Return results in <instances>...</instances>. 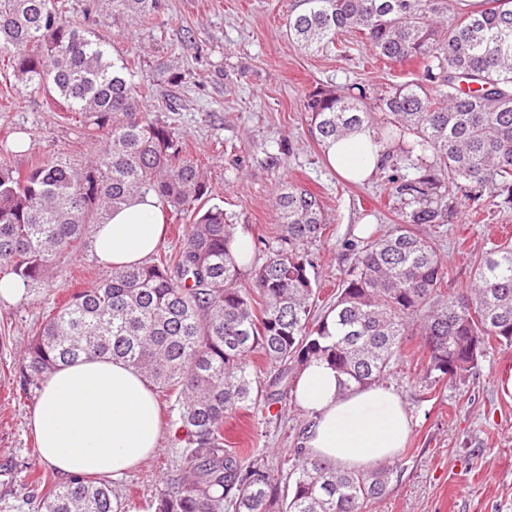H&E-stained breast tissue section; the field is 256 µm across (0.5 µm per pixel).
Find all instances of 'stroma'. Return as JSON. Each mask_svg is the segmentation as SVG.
I'll use <instances>...</instances> for the list:
<instances>
[{
	"label": "stroma",
	"instance_id": "stroma-1",
	"mask_svg": "<svg viewBox=\"0 0 512 512\" xmlns=\"http://www.w3.org/2000/svg\"><path fill=\"white\" fill-rule=\"evenodd\" d=\"M94 0H68L69 16L106 41L112 59H135L136 80L154 106L153 118L183 134L187 152L203 169L213 201L235 213L240 231L256 243L254 260L265 257L263 243L278 232L275 197L283 182L317 195L326 230L309 244L319 285L318 310L335 299L350 263L347 240L365 226L388 231L399 223L403 203L391 174L415 177L412 166L378 171L368 182L349 183L325 163L303 108L318 87L339 92L359 86L368 98L418 79L416 66L387 64L354 35H340L335 51L310 54L286 35L289 14L301 0H162L163 13L151 23L98 10ZM28 135L30 145L6 158L25 168L42 156L83 166L96 144L79 117L62 111L41 89L14 81L0 69V137ZM438 255L448 268V289L471 280L476 259L494 243L512 239V209L485 202L476 207L456 193L443 211ZM110 267L82 245L77 260H64L52 273L49 290L0 304V512H37L30 477L42 469L27 414L39 386L23 377V351L66 290L109 277ZM421 337L406 342L403 357L384 379L402 397L412 418L408 445L392 460L390 492L369 512H512V348L493 346L473 374L432 383L423 371ZM309 414L284 394L270 410H241L224 419V445L241 451L267 449L268 463L286 478V460L300 447ZM181 459L172 434L139 470L116 479L123 512H150L164 491L177 489Z\"/></svg>",
	"mask_w": 512,
	"mask_h": 512
}]
</instances>
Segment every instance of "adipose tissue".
Instances as JSON below:
<instances>
[{
	"instance_id": "adipose-tissue-1",
	"label": "adipose tissue",
	"mask_w": 512,
	"mask_h": 512,
	"mask_svg": "<svg viewBox=\"0 0 512 512\" xmlns=\"http://www.w3.org/2000/svg\"><path fill=\"white\" fill-rule=\"evenodd\" d=\"M376 133L363 126L323 146L342 179L364 181L383 164ZM164 211L155 194L137 198L96 225L92 247L115 268L151 256L164 236ZM297 406L312 417L303 446L312 457L347 469L395 458L411 433L402 398L385 386H344L322 361L302 366L294 390ZM41 460L60 477L115 478L143 466L161 445L166 426L152 386L133 367L107 357H86L59 367L44 380L28 414Z\"/></svg>"
}]
</instances>
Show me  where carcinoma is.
<instances>
[{"label": "carcinoma", "instance_id": "cac0c4a2", "mask_svg": "<svg viewBox=\"0 0 512 512\" xmlns=\"http://www.w3.org/2000/svg\"><path fill=\"white\" fill-rule=\"evenodd\" d=\"M112 12L156 18L162 0H108ZM286 31L307 52L336 49L354 33L391 63H421L420 77L373 102L366 92L317 88L306 98L311 133L341 139L387 116L376 144L385 161L416 159L419 174L395 192L409 211L383 235L349 244L351 262L336 301L316 306L313 258L301 245L322 236L323 211L309 190L286 182L276 198L280 233L266 258L243 273L233 255L235 215L207 206L212 187L183 151L180 133L150 117L132 70L107 45L68 20L67 0H0V50L15 80L37 85L65 111L82 115L101 139L80 168L40 157L23 169L0 161V272L25 290L50 285L49 271L77 255L93 226L153 193L189 216L185 243L153 263L112 269L110 277L53 308L24 352L38 382L86 356L122 360L169 402L183 481L163 492L154 512H367L389 491L393 469L343 470L294 451L288 482L262 457L224 447V418L258 409L255 354L279 367L288 387L300 366L323 360L344 385L382 381L409 336L423 338L426 374L461 379L491 343L512 348V244L474 264L472 285L450 291L435 239L433 199L472 187L512 203V0L455 13L454 0H304ZM249 286H238L242 276ZM32 483L43 512H121L104 477L74 475L58 484L47 471Z\"/></svg>", "mask_w": 512, "mask_h": 512}]
</instances>
